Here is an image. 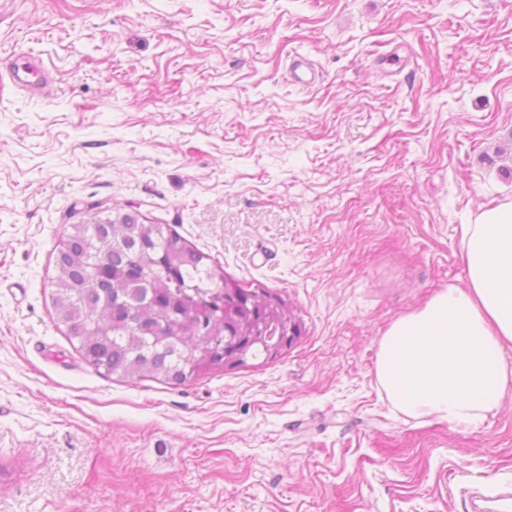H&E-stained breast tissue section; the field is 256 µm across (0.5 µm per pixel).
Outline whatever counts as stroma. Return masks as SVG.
Segmentation results:
<instances>
[{"label":"stroma","mask_w":512,"mask_h":512,"mask_svg":"<svg viewBox=\"0 0 512 512\" xmlns=\"http://www.w3.org/2000/svg\"><path fill=\"white\" fill-rule=\"evenodd\" d=\"M22 54L53 83L0 90V512H469L512 483V394L457 426L375 374L512 202V0H0V72ZM134 211L279 294L298 341L179 388L96 372L55 256Z\"/></svg>","instance_id":"stroma-1"}]
</instances>
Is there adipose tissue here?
<instances>
[{
    "label": "adipose tissue",
    "instance_id": "obj_1",
    "mask_svg": "<svg viewBox=\"0 0 512 512\" xmlns=\"http://www.w3.org/2000/svg\"><path fill=\"white\" fill-rule=\"evenodd\" d=\"M461 232L467 288L396 320L379 342L376 377L395 411L471 426L512 393V202Z\"/></svg>",
    "mask_w": 512,
    "mask_h": 512
}]
</instances>
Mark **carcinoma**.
Here are the masks:
<instances>
[{
    "label": "carcinoma",
    "instance_id": "carcinoma-1",
    "mask_svg": "<svg viewBox=\"0 0 512 512\" xmlns=\"http://www.w3.org/2000/svg\"><path fill=\"white\" fill-rule=\"evenodd\" d=\"M194 249L168 224H144L133 213L94 224H69L56 258L55 320L66 329L82 360L105 376L155 379L183 386L229 365L230 341L247 343L275 307L282 328L295 323L288 305L260 289V302L219 312L228 280L219 265Z\"/></svg>",
    "mask_w": 512,
    "mask_h": 512
}]
</instances>
